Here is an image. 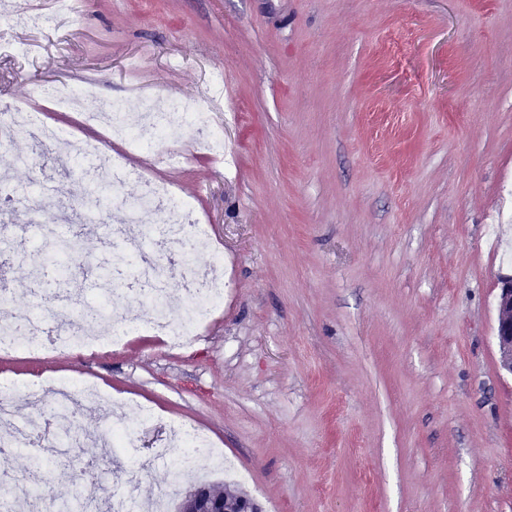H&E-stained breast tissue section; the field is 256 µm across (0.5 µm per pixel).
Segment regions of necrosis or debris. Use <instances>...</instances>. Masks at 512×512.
Masks as SVG:
<instances>
[{"mask_svg": "<svg viewBox=\"0 0 512 512\" xmlns=\"http://www.w3.org/2000/svg\"><path fill=\"white\" fill-rule=\"evenodd\" d=\"M40 95L60 107L76 110L87 124L106 128L113 137L138 146L167 142L175 126L187 118L194 125L198 144L216 152L224 149L222 133L209 113L191 102L173 104L158 96H147L112 106L100 101L93 87L68 84L42 88ZM20 133L41 142L56 140L59 135L56 128L38 122L32 112L14 106L0 114V145H9ZM112 206L125 211L131 224L138 223L145 211H166V224L144 228L139 236L130 239L128 250L113 252L112 262L130 267L132 279L141 285L139 300L149 312L144 330L163 336L170 346H182L224 302V258L211 252L203 226L196 224L187 207L175 200L164 185L143 180L135 201L116 194ZM199 255L207 256L206 268L196 264ZM174 259L181 266L178 284L183 290L180 310L175 314L170 311L171 282L166 274L167 265ZM99 326L94 334L75 327L74 308L68 304L56 305L47 320L33 312L13 314L10 298L0 290L1 352L96 351L120 344L135 330L131 323L108 318L101 320ZM51 393L46 409L18 427L12 423L15 391L9 386L0 387V461H7L21 450L33 460L30 471L9 476L0 483V491L10 499L26 501L31 512H57L42 473L49 460L65 457L67 451L62 445L48 443V434L72 438L84 409L105 406L117 411L124 406L123 401L90 382L58 380ZM168 445L178 448L179 456L177 467L166 477L164 492L148 498L117 496L92 474L79 485L80 512H166L165 492L179 483L184 471L222 462V455L210 438L190 425H174Z\"/></svg>", "mask_w": 512, "mask_h": 512, "instance_id": "obj_1", "label": "necrosis or debris"}]
</instances>
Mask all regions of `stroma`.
I'll return each mask as SVG.
<instances>
[{
	"label": "stroma",
	"instance_id": "obj_1",
	"mask_svg": "<svg viewBox=\"0 0 512 512\" xmlns=\"http://www.w3.org/2000/svg\"><path fill=\"white\" fill-rule=\"evenodd\" d=\"M40 27L0 12V101L61 136L34 159L16 136L0 210L25 225L0 288L50 312L32 267L42 204L91 203L71 160L75 116L44 82L108 101L158 92L212 104L224 153L179 125L131 154L203 216L224 254V308L172 350L144 333L96 352L0 357L16 412L31 379L96 381L127 400L135 469L114 490L164 487L171 423H195L231 485L263 512H512V376L494 338L512 275V0H79ZM161 420L143 424L137 404Z\"/></svg>",
	"mask_w": 512,
	"mask_h": 512
}]
</instances>
